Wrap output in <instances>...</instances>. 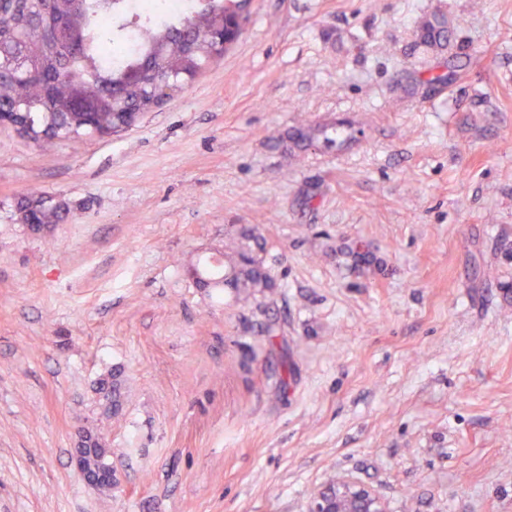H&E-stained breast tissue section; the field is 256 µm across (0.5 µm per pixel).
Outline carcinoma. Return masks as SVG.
<instances>
[{"label":"carcinoma","mask_w":512,"mask_h":512,"mask_svg":"<svg viewBox=\"0 0 512 512\" xmlns=\"http://www.w3.org/2000/svg\"><path fill=\"white\" fill-rule=\"evenodd\" d=\"M238 8L239 0H190L187 9L159 21L151 12L130 14L125 0H0V115L23 123L36 144L117 133L158 108L162 88L174 98L224 56L220 39ZM130 30L136 48L109 63L105 49L128 47ZM15 210L34 230H49L69 214L43 193L18 200ZM195 271L203 285L249 295L272 283L246 249L227 272L208 263ZM99 388L112 415L119 414V373L100 380Z\"/></svg>","instance_id":"carcinoma-1"}]
</instances>
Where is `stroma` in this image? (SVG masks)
Segmentation results:
<instances>
[{
  "instance_id": "35a3bbf8",
  "label": "stroma",
  "mask_w": 512,
  "mask_h": 512,
  "mask_svg": "<svg viewBox=\"0 0 512 512\" xmlns=\"http://www.w3.org/2000/svg\"><path fill=\"white\" fill-rule=\"evenodd\" d=\"M34 191L71 206L50 233L15 215ZM234 224L272 291L189 277ZM336 478L512 512V0H252L121 134L0 127V512H308ZM120 375L117 372L112 373V380L100 379L99 388L101 398L105 401L106 407L112 410V415H118L123 405L124 395L121 391ZM102 448H86L80 442L74 448L72 459L75 468L83 480L93 488L101 485L112 487L117 482L116 470L112 462H104L107 456L105 440L101 441Z\"/></svg>"
}]
</instances>
